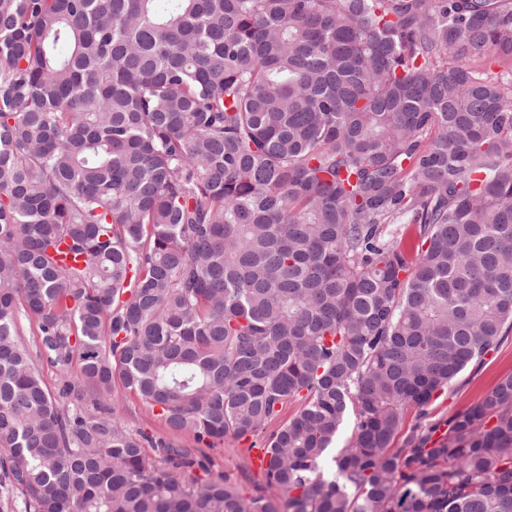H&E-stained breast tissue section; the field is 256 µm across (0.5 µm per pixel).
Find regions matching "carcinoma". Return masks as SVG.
Masks as SVG:
<instances>
[{
  "mask_svg": "<svg viewBox=\"0 0 512 512\" xmlns=\"http://www.w3.org/2000/svg\"><path fill=\"white\" fill-rule=\"evenodd\" d=\"M508 328L512 0H0L24 512H512V374L394 447ZM119 389L198 445L266 434V494L192 476ZM21 339L26 344L31 354V357L37 367L41 370L44 380L46 384L54 390L56 385L59 383L60 377L57 374L55 368L51 367L46 363L45 359L40 357L39 350L37 349V340L38 336H35L37 333L36 323L34 320H29L28 318L22 316L21 319ZM115 407L119 410L128 428L134 433L163 438L175 448H196L191 436L175 435L168 432L163 422L135 394L119 389L115 393Z\"/></svg>",
  "mask_w": 512,
  "mask_h": 512,
  "instance_id": "obj_1",
  "label": "carcinoma"
}]
</instances>
